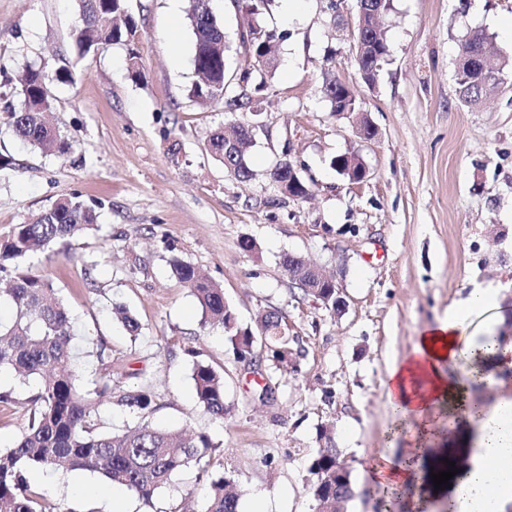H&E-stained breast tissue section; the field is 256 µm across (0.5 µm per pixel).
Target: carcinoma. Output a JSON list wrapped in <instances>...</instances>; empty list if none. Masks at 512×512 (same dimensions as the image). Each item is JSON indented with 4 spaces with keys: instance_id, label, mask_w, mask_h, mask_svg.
<instances>
[{
    "instance_id": "1",
    "label": "carcinoma",
    "mask_w": 512,
    "mask_h": 512,
    "mask_svg": "<svg viewBox=\"0 0 512 512\" xmlns=\"http://www.w3.org/2000/svg\"><path fill=\"white\" fill-rule=\"evenodd\" d=\"M78 20L73 30L76 52L84 56L103 45L131 44L137 23L128 14L126 0H77ZM274 0H245L251 30L248 39L239 40L252 67L240 73L226 68L228 46L224 27L210 6V0H186L185 14L193 37V63L200 80L190 89V97L202 108L220 105L230 114L250 112L260 115L266 99L268 81L277 68L260 63L263 52L274 51L286 32L269 27L266 16L272 12ZM355 40L372 45L356 59L358 71L366 75L365 84H377L383 67L391 61V49L382 29L356 31ZM489 36L483 30H472L462 36L459 54L468 66L456 72L458 97L465 106L478 104V99L492 91L482 83L478 59L488 51ZM66 71H51L45 65L30 66L18 90L19 106L10 112L15 134L32 149L64 157L73 152L74 140L45 121V113L53 105L52 85L70 81ZM323 92L331 111L354 112L358 108L355 94L342 88L339 78L324 70ZM249 124L234 120L211 134L208 152L218 161L229 160L233 174L240 180L253 176L246 157L250 141L243 130ZM363 160L354 152L338 155L332 161L336 172L348 181L358 179ZM297 163L282 152L271 169L273 183L288 180ZM96 223V214L77 197L59 199L52 207L31 214L15 225L13 233L0 241V272L8 269L14 275L8 287L0 288V306L8 304L13 313L9 323L0 322V368L15 372L19 383L30 388L23 405L27 428L16 443L0 449V512H60L52 506L28 480L33 470L50 472L88 471L108 482L125 487L131 494L148 503L155 493L167 485L172 476L190 462L207 459L205 465L220 457L219 444L205 434L190 435L145 425L135 431L116 435L98 430L97 413L81 391V375L70 366L72 322L58 290L41 275L23 270L32 253L58 242L82 236ZM172 274L196 298L201 308V325L220 327L228 333L240 358L251 354L257 336L238 327L236 315L224 298L223 287L198 274L196 269L173 256L169 259ZM281 317L271 312L264 315L261 335L273 341L272 357L288 362L290 340L280 334ZM194 357L192 380L199 404L215 420L229 413L224 402V374L209 363ZM96 357L106 373L96 383L94 393L112 399V349L102 343ZM156 392L151 380L137 389L117 396L118 404L130 412L150 415L157 409ZM324 445L317 449L309 472L321 473L324 465L336 462L342 450L329 430L320 433ZM224 476L210 477L208 504L205 512H239L238 496L228 491ZM324 487L334 497L349 502L355 495L351 472L341 480L324 475Z\"/></svg>"
}]
</instances>
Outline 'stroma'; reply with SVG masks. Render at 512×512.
Returning a JSON list of instances; mask_svg holds the SVG:
<instances>
[{"mask_svg": "<svg viewBox=\"0 0 512 512\" xmlns=\"http://www.w3.org/2000/svg\"><path fill=\"white\" fill-rule=\"evenodd\" d=\"M127 6L138 25L133 46L80 57L75 0H0V155L14 161L0 170V240L65 196L97 213V229L29 260L69 309L83 384L102 371V343L112 349L114 393L152 379L158 408L145 420L221 443L239 512H315L309 466L324 426L352 470L347 512H380L393 490L373 482L371 470L415 446L414 420H399L387 398L391 369L470 289L499 290L496 305L469 321L473 339L499 335L512 320V74L478 107L459 101L455 83L468 29L486 30L495 57L512 59V35L502 27L512 21V0H391L383 24L392 62L371 89L355 61L357 0H305L291 21L276 0L271 23L288 37L278 44L272 104L250 149L256 175L246 182L206 149L228 116L189 95L197 75L184 15H172L170 0ZM132 49L143 65L136 83L126 70ZM331 49L333 73L358 97L356 112L332 113L322 92V59ZM41 63L73 74L55 86L50 114L75 140L65 158L25 146L10 124L22 75ZM364 121L374 139L358 137ZM285 151L312 195L272 205L266 172ZM347 152L365 163L361 183L331 166ZM246 237L255 250L241 249ZM173 254L223 286L239 327L259 331L262 315L278 312L301 352L297 370L276 368L264 349L239 360L222 331L202 327L195 298L171 272ZM287 254L336 276L346 310L333 313L303 295L281 265ZM118 306L138 319L139 336L115 319ZM189 346L224 373L230 412L223 421L196 401ZM145 420L115 403L98 411L103 432ZM35 485L60 512L110 510L108 485L97 475L43 472ZM207 487L192 462L151 503L134 497L130 505L205 512ZM260 492L266 498L258 504Z\"/></svg>", "mask_w": 512, "mask_h": 512, "instance_id": "35a3bbf8", "label": "stroma"}]
</instances>
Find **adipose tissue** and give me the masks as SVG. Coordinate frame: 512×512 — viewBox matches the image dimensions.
<instances>
[{"instance_id": "1", "label": "adipose tissue", "mask_w": 512, "mask_h": 512, "mask_svg": "<svg viewBox=\"0 0 512 512\" xmlns=\"http://www.w3.org/2000/svg\"><path fill=\"white\" fill-rule=\"evenodd\" d=\"M494 288H474L455 304L447 319L427 327L410 356L390 371L385 383L393 407L421 417L435 405L473 401L467 385L446 372L461 356L478 363L484 344L474 343L465 325L477 311L496 301ZM448 460L462 466L443 494L450 512H512V396L502 393L483 407L473 435L448 448Z\"/></svg>"}]
</instances>
